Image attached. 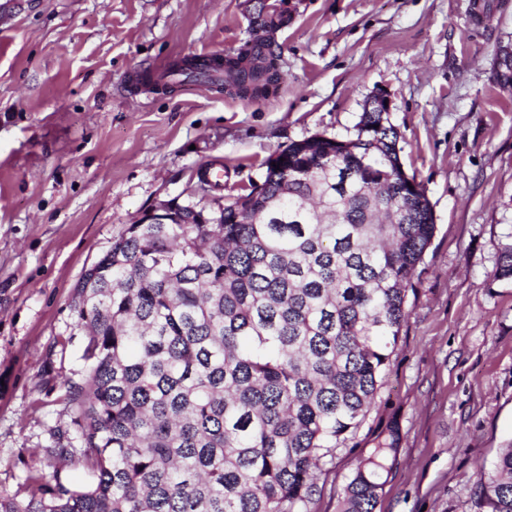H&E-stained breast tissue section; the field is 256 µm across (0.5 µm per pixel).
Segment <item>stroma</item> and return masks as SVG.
<instances>
[{"mask_svg":"<svg viewBox=\"0 0 512 512\" xmlns=\"http://www.w3.org/2000/svg\"><path fill=\"white\" fill-rule=\"evenodd\" d=\"M280 2L278 88L244 99L146 75L241 52L257 3ZM0 30V498L76 437L65 387L83 370L75 286L163 200L208 205L262 183L292 142L350 139L390 102L403 166L435 235L376 405L328 460L308 512H339L359 454L398 424L376 512H478L476 482L512 446V0H22Z\"/></svg>","mask_w":512,"mask_h":512,"instance_id":"1","label":"stroma"}]
</instances>
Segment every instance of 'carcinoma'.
I'll return each instance as SVG.
<instances>
[{
	"instance_id": "carcinoma-1",
	"label": "carcinoma",
	"mask_w": 512,
	"mask_h": 512,
	"mask_svg": "<svg viewBox=\"0 0 512 512\" xmlns=\"http://www.w3.org/2000/svg\"><path fill=\"white\" fill-rule=\"evenodd\" d=\"M266 39L222 72L242 97L279 82ZM387 115L354 139L293 142L221 224H131L83 274L71 310L86 374L66 387L87 485L27 476L0 512H306L318 475L369 412L434 237ZM499 278H512V244ZM395 426L358 459L340 512H375ZM478 505L512 512V448Z\"/></svg>"
}]
</instances>
